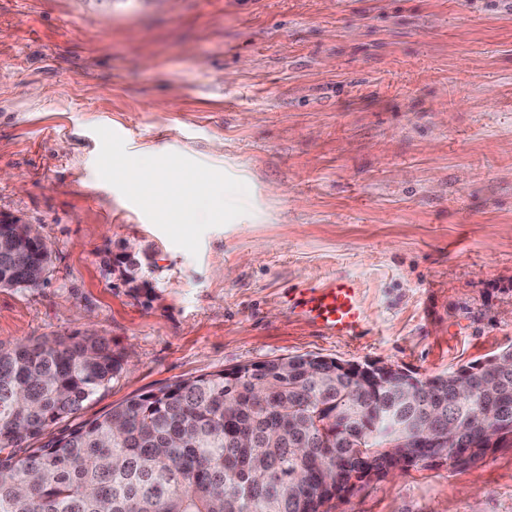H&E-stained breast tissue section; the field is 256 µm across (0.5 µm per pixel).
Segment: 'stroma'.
<instances>
[{
    "mask_svg": "<svg viewBox=\"0 0 512 512\" xmlns=\"http://www.w3.org/2000/svg\"><path fill=\"white\" fill-rule=\"evenodd\" d=\"M150 165L198 178L192 210L146 204ZM0 214L53 248L39 287L0 288V347L127 358L78 422L297 355L485 359L512 345V0H0ZM340 275L354 338L290 309ZM327 509L512 512V447Z\"/></svg>",
    "mask_w": 512,
    "mask_h": 512,
    "instance_id": "1",
    "label": "stroma"
}]
</instances>
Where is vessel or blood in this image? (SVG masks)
I'll return each instance as SVG.
<instances>
[{
	"label": "vessel or blood",
	"instance_id": "b4317fda",
	"mask_svg": "<svg viewBox=\"0 0 512 512\" xmlns=\"http://www.w3.org/2000/svg\"><path fill=\"white\" fill-rule=\"evenodd\" d=\"M358 280L340 276L327 286L299 293L294 304L333 336H355L364 316L359 298Z\"/></svg>",
	"mask_w": 512,
	"mask_h": 512
}]
</instances>
